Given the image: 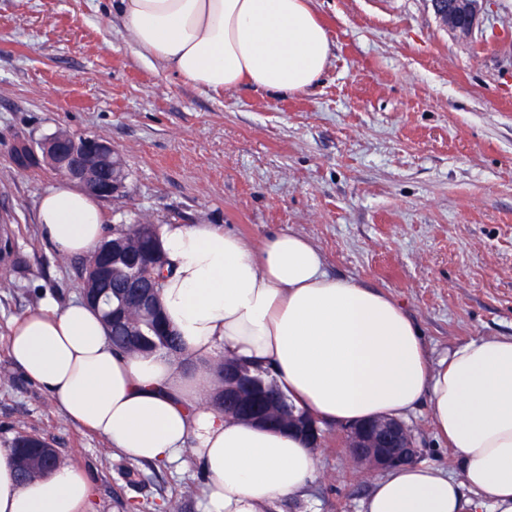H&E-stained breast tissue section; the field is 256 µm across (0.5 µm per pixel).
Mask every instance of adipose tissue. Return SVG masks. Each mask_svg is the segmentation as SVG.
<instances>
[{
  "instance_id": "adipose-tissue-1",
  "label": "adipose tissue",
  "mask_w": 512,
  "mask_h": 512,
  "mask_svg": "<svg viewBox=\"0 0 512 512\" xmlns=\"http://www.w3.org/2000/svg\"><path fill=\"white\" fill-rule=\"evenodd\" d=\"M134 43L186 81L221 92L248 83L307 91L330 42L312 0H114ZM38 221L65 255L103 235L98 202L69 184L48 189ZM170 274L160 292L189 367L164 355L117 353L99 314L45 299L12 329L10 355L56 397L63 417L132 459L204 461V512H266L316 473L304 441L201 405L213 363L271 367L282 390L317 419L348 425L402 418L427 403L455 448L463 482L424 463L386 472L363 512H512V336L481 339L431 361L403 307L354 280L329 276L320 250L282 232L253 248L206 224L159 230ZM87 477L68 466L19 482L0 448V512H93Z\"/></svg>"
}]
</instances>
